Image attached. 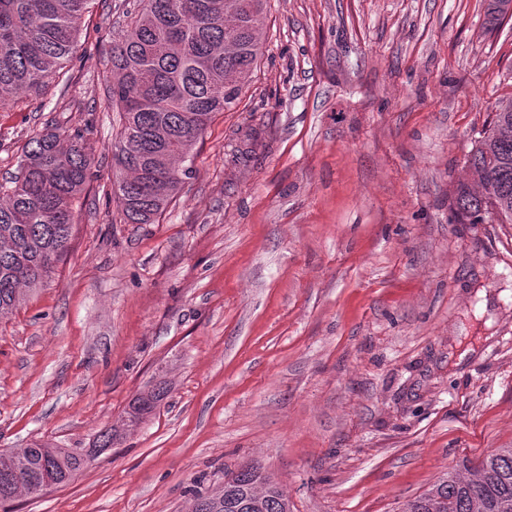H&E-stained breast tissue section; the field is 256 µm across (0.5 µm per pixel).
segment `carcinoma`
<instances>
[{
	"instance_id": "carcinoma-1",
	"label": "carcinoma",
	"mask_w": 512,
	"mask_h": 512,
	"mask_svg": "<svg viewBox=\"0 0 512 512\" xmlns=\"http://www.w3.org/2000/svg\"><path fill=\"white\" fill-rule=\"evenodd\" d=\"M90 0H0V108L22 91H39L63 68L81 34ZM512 0H488L487 23L512 18ZM268 0H138L112 45L108 102L120 115L115 196L128 224H152L167 209L189 169L183 163L212 115L234 107L261 54ZM471 182L457 186L452 208L471 224L495 214L512 224V100L501 102L467 159ZM93 158L80 133L46 131L30 138L19 174L0 184V319L13 314L24 286L50 276V257L72 237L74 204ZM167 394L136 398L121 417L131 426ZM51 466L74 476L76 448L34 441L0 453V496L39 497V474ZM221 488L196 493L191 512H290L288 497L262 472L242 468ZM406 512H512V448L493 450L475 477L454 475L409 504Z\"/></svg>"
}]
</instances>
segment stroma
Here are the masks:
<instances>
[{
  "mask_svg": "<svg viewBox=\"0 0 512 512\" xmlns=\"http://www.w3.org/2000/svg\"><path fill=\"white\" fill-rule=\"evenodd\" d=\"M93 0L66 78L0 109V182L28 139L79 130L95 176L47 283L0 320V451L86 448L160 406L68 484L8 512H189L256 464L291 512H404L512 448V224L450 199L498 102L512 19L484 0H269L237 104L152 224L122 220L112 45ZM156 390L151 393V399L144 400L140 396L137 397L133 403L129 406L130 411H126L124 416L121 417L123 426H131L137 424L146 415L153 412L157 404L161 402L166 394V388L162 386L155 387Z\"/></svg>",
  "mask_w": 512,
  "mask_h": 512,
  "instance_id": "obj_1",
  "label": "stroma"
}]
</instances>
